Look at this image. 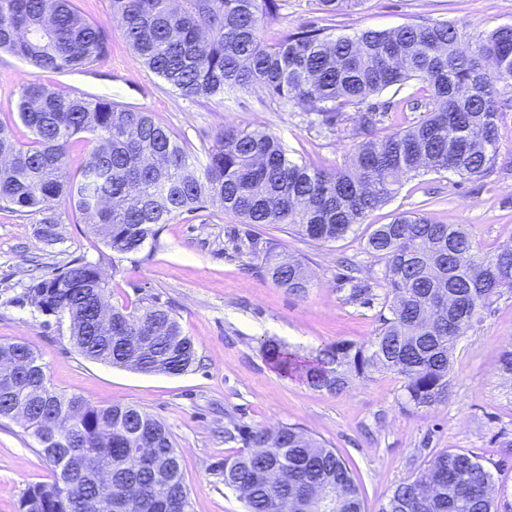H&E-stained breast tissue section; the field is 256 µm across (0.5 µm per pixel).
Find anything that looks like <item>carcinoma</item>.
<instances>
[{"mask_svg":"<svg viewBox=\"0 0 512 512\" xmlns=\"http://www.w3.org/2000/svg\"><path fill=\"white\" fill-rule=\"evenodd\" d=\"M336 13L363 0H318ZM281 0H112L122 35L147 69L183 96L224 101V91L260 87L319 125L335 124L351 108L362 110L359 134L346 164L330 171L291 156L281 139L260 129L226 125L203 153L188 150L148 113L88 93L63 95L40 83L22 91L18 115L31 134L20 146L0 125V202L29 215H46L64 199L112 251V260L138 253L160 225L207 205L244 224H271L314 241L334 242L389 203L408 178L448 170L484 174L501 143L499 112L512 89V25L473 34L464 25L434 20L389 30L335 36L307 27L269 41L265 21ZM105 25L84 18L71 0H0V51L40 70L66 73L105 59ZM416 82L398 101L418 120L383 136L374 131L391 105L368 100ZM87 134L94 147L82 169L65 175L67 148ZM369 252L385 267L390 317L367 345L338 342L297 366L284 345L268 341L265 357L285 374L298 368L315 390L338 393L351 377L375 372L403 379L406 403L435 405L448 395L450 353L479 311L512 290V244L492 254L473 244L465 224H436L404 212L372 229ZM272 281L290 293L311 287L302 262L273 246L255 249ZM105 282L97 265L77 262L33 280L30 305L41 314L66 315L70 338L90 360L145 373L187 372L196 347L171 309L153 301L133 308L106 307L111 324L98 329ZM43 365L26 343L0 345V355ZM15 378L0 372V419L20 420L54 480L28 489L21 512H113L128 479L139 489L127 512H163L156 504V472L132 469L137 448L168 455L172 493L190 507L171 433L148 412L128 404L95 406L53 390L46 371H33L11 394ZM249 451L224 460V485L240 493L245 512H299V497L323 485L339 486L335 512H364L348 463L333 448L292 425L234 434ZM96 475H112V488L87 476L71 477L70 443ZM492 474L472 454H437L417 479L398 484L381 512H497Z\"/></svg>","mask_w":512,"mask_h":512,"instance_id":"cac0c4a2","label":"carcinoma"}]
</instances>
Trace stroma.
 Listing matches in <instances>:
<instances>
[{"instance_id": "35a3bbf8", "label": "stroma", "mask_w": 512, "mask_h": 512, "mask_svg": "<svg viewBox=\"0 0 512 512\" xmlns=\"http://www.w3.org/2000/svg\"><path fill=\"white\" fill-rule=\"evenodd\" d=\"M89 20L107 25L106 59L83 70L43 72L0 52V125L19 143L29 132L18 116L25 86L42 83L59 93L85 92L149 112L190 149L212 145L228 124L259 127L279 137L295 157L322 169L346 161L356 143V112L326 128L283 106L265 90L226 95L224 101L183 96L151 73L112 23L111 0H71ZM433 20L468 23L472 32L512 24V0H364L361 7L329 16L317 0H285L266 37L307 26L334 34L388 30ZM502 140L493 166L467 179L445 172L404 182L398 195L372 212L366 224L321 243L268 224H243L213 206L162 225L155 246L120 262L90 232L68 203H56L53 225L0 204V344L24 342L41 354L50 386L93 404L137 406L172 433L189 492V512H245L238 492L225 487V459L244 452L225 429L293 425L336 451L349 464L365 512H380L394 487L415 479L448 449L477 457L493 476L499 512H512V376L501 355L512 346V291H503L450 355L448 396L429 408L402 398L401 378L376 373L356 378L341 393L313 389L299 376H284L262 354L275 339L302 360L338 342L374 339L387 315L377 281L385 262L364 250L373 224L419 210L439 224L469 225L485 253L512 244V107L499 115ZM272 243L303 261L312 286L303 295L279 287L247 239ZM371 284L368 303L350 300L342 259ZM77 261L99 266L107 301L133 307L158 299L194 341L197 361L179 375L141 373L81 356L70 340L69 319L34 311L25 299L33 272L51 274ZM53 480L50 464L20 422L0 420V512H20L34 484Z\"/></svg>"}]
</instances>
